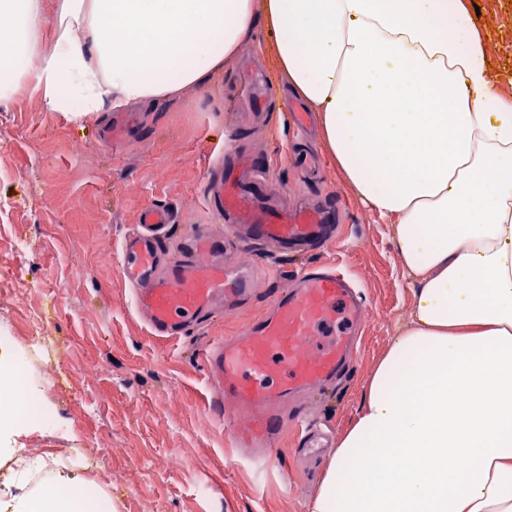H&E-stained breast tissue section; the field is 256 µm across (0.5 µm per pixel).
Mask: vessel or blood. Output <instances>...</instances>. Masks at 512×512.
Masks as SVG:
<instances>
[{"label": "vessel or blood", "mask_w": 512, "mask_h": 512, "mask_svg": "<svg viewBox=\"0 0 512 512\" xmlns=\"http://www.w3.org/2000/svg\"><path fill=\"white\" fill-rule=\"evenodd\" d=\"M276 100L298 127L307 125L309 114L301 103L280 99L263 69L243 63L235 118L249 121ZM266 168L265 158L245 164L232 150L221 153L209 174L207 202L225 234L216 237L198 227L177 259H166L162 250L168 226L178 221L168 206L145 207L134 231L121 238V274L133 290L135 312L155 335H186L215 309L232 312L256 298L253 269L225 261L226 238L295 253L330 237L339 221L338 206L326 200L280 205L266 189ZM365 308L344 271L309 265L276 290L265 315L248 322L239 336L205 349L213 410L252 463L265 459L288 427L309 430L300 397L344 371ZM315 336L322 339L316 346L310 343Z\"/></svg>", "instance_id": "vessel-or-blood-1"}]
</instances>
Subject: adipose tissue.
Masks as SVG:
<instances>
[{
  "mask_svg": "<svg viewBox=\"0 0 512 512\" xmlns=\"http://www.w3.org/2000/svg\"><path fill=\"white\" fill-rule=\"evenodd\" d=\"M344 185L391 227L415 297L308 512H512V97L466 0H0V107L81 119L203 88L255 28ZM0 512H112L15 457Z\"/></svg>",
  "mask_w": 512,
  "mask_h": 512,
  "instance_id": "ef3b65f1",
  "label": "adipose tissue"
}]
</instances>
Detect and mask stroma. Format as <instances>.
Returning <instances> with one entry per match:
<instances>
[{
	"label": "stroma",
	"instance_id": "1",
	"mask_svg": "<svg viewBox=\"0 0 512 512\" xmlns=\"http://www.w3.org/2000/svg\"><path fill=\"white\" fill-rule=\"evenodd\" d=\"M479 11L496 88L512 95V0H480ZM236 75L228 67L188 99L150 112L127 107L67 118L44 111L28 89L0 108V340L24 355L29 379L60 420L51 430L29 426L16 445L88 480L111 497L114 512H307L336 436L353 421L414 301L389 225L346 190L319 137L302 141L279 111L261 131L231 132L225 105ZM120 115L130 123L114 145L105 133ZM233 136L243 161L268 156L269 184L289 204L326 192L344 202L343 222L308 255L241 246L233 260L258 269L253 303L215 314L188 336L152 335L132 310L115 247L152 203L178 212L164 242L168 254H178L196 227L223 235L207 208L206 181L214 153ZM296 149L320 154L318 174L291 164ZM19 241L27 258L16 252ZM311 262L347 271L367 301L364 328L349 373L307 403L324 442L319 457L301 451V434L288 428L259 486L212 413L202 351L261 316L275 290ZM34 313L53 324L50 342L32 341Z\"/></svg>",
	"mask_w": 512,
	"mask_h": 512
}]
</instances>
